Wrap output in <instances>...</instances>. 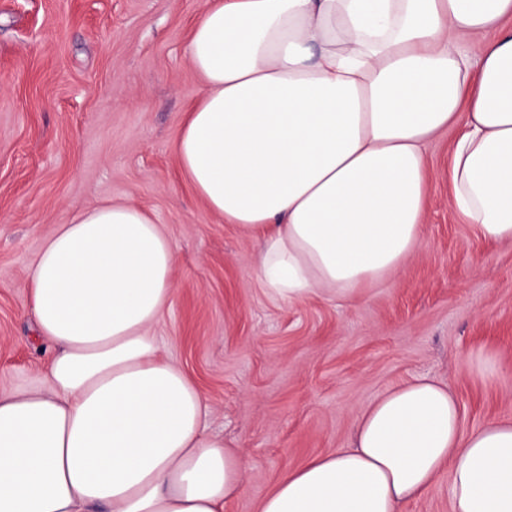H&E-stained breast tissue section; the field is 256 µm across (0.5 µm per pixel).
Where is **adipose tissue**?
Returning <instances> with one entry per match:
<instances>
[{"instance_id":"adipose-tissue-1","label":"adipose tissue","mask_w":512,"mask_h":512,"mask_svg":"<svg viewBox=\"0 0 512 512\" xmlns=\"http://www.w3.org/2000/svg\"><path fill=\"white\" fill-rule=\"evenodd\" d=\"M482 35L471 59L461 44ZM188 60L204 90L181 170L260 241L271 293L350 300L399 269L421 243L426 147L452 126V207L512 241V0H207ZM176 260L132 203L79 209L45 239L26 286L56 351L43 386L0 389V512H224L242 494V451L209 433L151 332ZM443 471L451 512H512V420L465 431L447 384L416 376L259 512H396Z\"/></svg>"}]
</instances>
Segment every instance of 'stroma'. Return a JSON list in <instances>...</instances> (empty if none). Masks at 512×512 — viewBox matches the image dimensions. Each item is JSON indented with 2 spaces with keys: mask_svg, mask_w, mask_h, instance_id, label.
<instances>
[{
  "mask_svg": "<svg viewBox=\"0 0 512 512\" xmlns=\"http://www.w3.org/2000/svg\"><path fill=\"white\" fill-rule=\"evenodd\" d=\"M205 2L0 0V388L38 386L54 351L25 288L45 238L78 209L134 203L177 252L153 333L246 457L224 512H258L285 471L347 445L358 409L417 375L448 384L466 429L512 420V241L454 213L441 173L455 130L427 147L422 244L401 269L351 301L273 295L259 240L207 209L173 150L203 92L186 50ZM480 349L497 382L470 371Z\"/></svg>",
  "mask_w": 512,
  "mask_h": 512,
  "instance_id": "stroma-1",
  "label": "stroma"
}]
</instances>
